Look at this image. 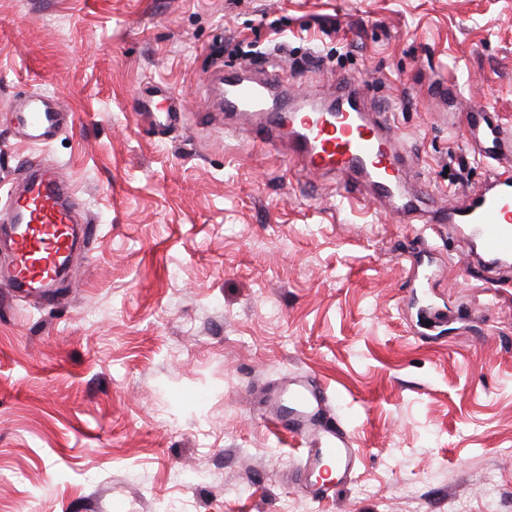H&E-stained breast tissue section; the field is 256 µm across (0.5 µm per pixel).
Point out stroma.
I'll list each match as a JSON object with an SVG mask.
<instances>
[{"instance_id": "35a3bbf8", "label": "stroma", "mask_w": 512, "mask_h": 512, "mask_svg": "<svg viewBox=\"0 0 512 512\" xmlns=\"http://www.w3.org/2000/svg\"><path fill=\"white\" fill-rule=\"evenodd\" d=\"M271 69L367 81L448 206L490 169L449 112L512 126V0H0V220L36 156L88 218L54 289L0 286V512H512V270L253 143L217 89ZM159 81L182 128L137 114ZM27 93L66 110L43 148L5 115ZM303 375L360 450L323 498L267 419Z\"/></svg>"}]
</instances>
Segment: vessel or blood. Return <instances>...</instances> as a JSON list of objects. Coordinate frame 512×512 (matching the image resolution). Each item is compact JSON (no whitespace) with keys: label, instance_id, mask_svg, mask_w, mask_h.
Listing matches in <instances>:
<instances>
[{"label":"vessel or blood","instance_id":"1","mask_svg":"<svg viewBox=\"0 0 512 512\" xmlns=\"http://www.w3.org/2000/svg\"><path fill=\"white\" fill-rule=\"evenodd\" d=\"M277 80L271 72L262 78L225 77V111L253 119L260 142L272 144L287 135L291 152L308 171L342 177V196H349L352 187L367 186L400 220L413 223L419 200L403 192L410 160L400 152L385 114L368 110L365 84L342 83L334 102L321 107L295 97L269 101L268 87ZM9 109L31 143L49 144L61 129L62 112L54 98L35 93L12 101ZM465 129L494 166L477 194L437 208L430 221L448 226L468 243L465 263L477 262L495 273L512 266V128L498 113L483 110L466 113ZM8 197L13 259L0 268V281L18 293L53 287L69 263L76 227L85 221L76 194L54 168L34 160L21 188L10 190ZM288 393L299 410L275 413L274 424L304 441L308 464H321L329 456L340 473H350L359 451L341 423L324 420L323 387L311 379L294 383Z\"/></svg>","mask_w":512,"mask_h":512}]
</instances>
